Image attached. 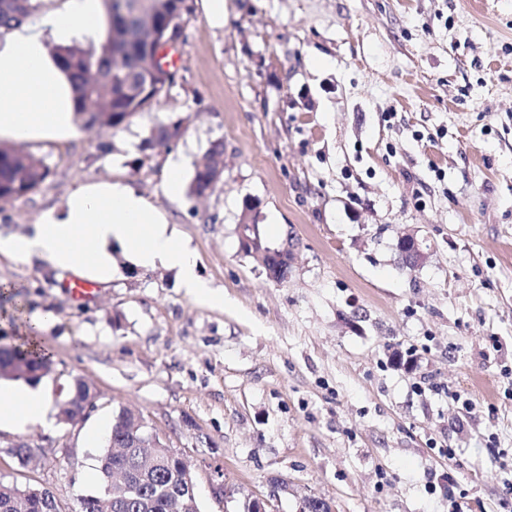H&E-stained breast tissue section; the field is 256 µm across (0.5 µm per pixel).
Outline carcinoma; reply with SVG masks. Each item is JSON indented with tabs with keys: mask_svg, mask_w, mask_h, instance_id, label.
Wrapping results in <instances>:
<instances>
[{
	"mask_svg": "<svg viewBox=\"0 0 512 512\" xmlns=\"http://www.w3.org/2000/svg\"><path fill=\"white\" fill-rule=\"evenodd\" d=\"M122 0H104L108 19L106 38L100 45L91 40H74L54 45L56 55L75 87V111L88 129L117 128L132 113L152 106V98L166 88L160 63L147 57L158 55L160 44H148L152 24L181 29L183 14L165 6L151 20L124 22ZM42 0H0V37L38 14ZM177 125L159 124L150 130L147 142L164 146L179 134ZM224 153V143L213 142L195 165L188 186L191 196L200 197L209 188L212 171L208 161ZM43 159L13 146L0 144V199H18L35 192L48 178ZM267 277L279 282L288 278L290 266L278 254L267 256ZM51 356L33 344L0 347V380L35 384L50 372ZM90 385L80 377L69 385L68 402L60 405L59 419L68 421L89 397ZM133 422L119 409L112 420L106 449L100 457L102 491L83 498L79 512H173L180 503L186 512H198L196 498L189 495L185 470L165 447L149 449L132 432ZM0 512H61L56 496L47 488L20 487L0 482Z\"/></svg>",
	"mask_w": 512,
	"mask_h": 512,
	"instance_id": "obj_1",
	"label": "carcinoma"
}]
</instances>
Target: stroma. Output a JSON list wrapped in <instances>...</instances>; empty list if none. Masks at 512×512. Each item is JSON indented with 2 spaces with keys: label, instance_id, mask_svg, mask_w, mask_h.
<instances>
[{
  "label": "stroma",
  "instance_id": "1",
  "mask_svg": "<svg viewBox=\"0 0 512 512\" xmlns=\"http://www.w3.org/2000/svg\"><path fill=\"white\" fill-rule=\"evenodd\" d=\"M189 2L149 110L25 143L51 174L0 203V236L85 181L120 179L224 302L118 249L117 275L80 304L39 257L0 254V281L55 315L54 402L76 376L100 394L78 424L0 430V480L78 512L101 489L89 437L127 407L183 452L199 512L256 497L298 512L310 496L333 512H512V0H224L218 26ZM176 121L178 138L145 146ZM216 140L220 187L166 194L169 163L190 182ZM247 222L291 250L287 280L242 250ZM406 233L426 252L413 266ZM21 441L24 466L8 452Z\"/></svg>",
  "mask_w": 512,
  "mask_h": 512
}]
</instances>
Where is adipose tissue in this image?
Returning <instances> with one entry per match:
<instances>
[{
	"mask_svg": "<svg viewBox=\"0 0 512 512\" xmlns=\"http://www.w3.org/2000/svg\"><path fill=\"white\" fill-rule=\"evenodd\" d=\"M103 13L101 0H76L73 9L24 23L0 40V139L65 141L78 136L74 87L49 46L70 44L79 35L98 38ZM116 247L140 268L178 270L194 299L223 303V296L199 275L196 257L176 228L122 180L84 183L61 205L43 210L29 234L0 239L1 252L35 254L53 269L102 283L115 273ZM50 410V397L41 389L0 388V429L49 424Z\"/></svg>",
	"mask_w": 512,
	"mask_h": 512,
	"instance_id": "obj_1",
	"label": "adipose tissue"
}]
</instances>
